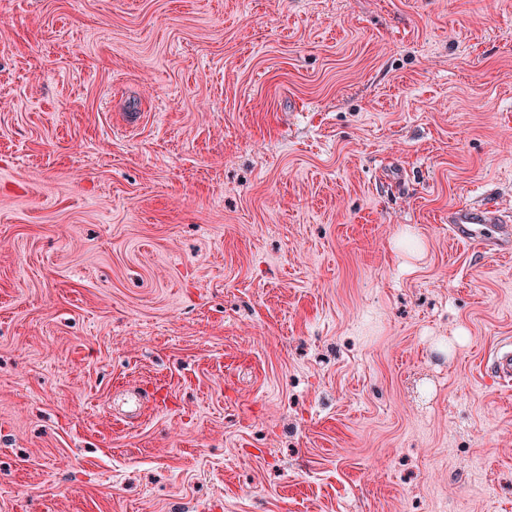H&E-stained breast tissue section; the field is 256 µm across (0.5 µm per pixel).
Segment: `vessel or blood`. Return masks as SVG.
Returning a JSON list of instances; mask_svg holds the SVG:
<instances>
[{"label":"vessel or blood","instance_id":"1","mask_svg":"<svg viewBox=\"0 0 512 512\" xmlns=\"http://www.w3.org/2000/svg\"><path fill=\"white\" fill-rule=\"evenodd\" d=\"M448 232L452 239L474 243L492 256H512V221L497 210L456 205L448 210ZM487 367L499 384H512V340L501 341L487 360Z\"/></svg>","mask_w":512,"mask_h":512}]
</instances>
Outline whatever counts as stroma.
<instances>
[{"label":"stroma","mask_w":512,"mask_h":512,"mask_svg":"<svg viewBox=\"0 0 512 512\" xmlns=\"http://www.w3.org/2000/svg\"><path fill=\"white\" fill-rule=\"evenodd\" d=\"M512 0H0V512H512ZM498 215L496 209L468 204L448 210V233L458 242L476 243L492 256L510 258L512 255V219ZM487 367L501 385L511 386L512 382V340L501 341L488 357Z\"/></svg>","instance_id":"obj_1"}]
</instances>
